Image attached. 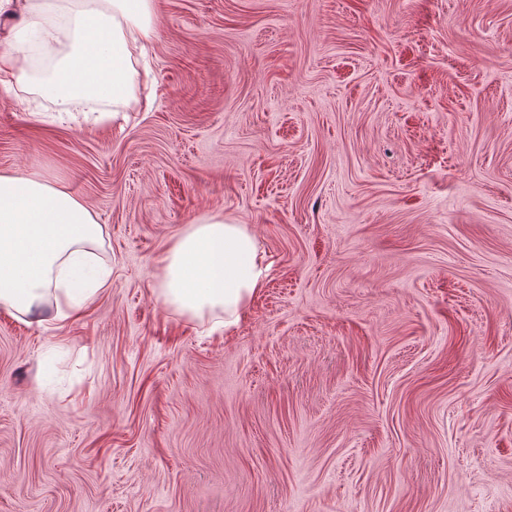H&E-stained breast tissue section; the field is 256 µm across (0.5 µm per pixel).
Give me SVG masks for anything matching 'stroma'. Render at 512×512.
Wrapping results in <instances>:
<instances>
[{
	"label": "stroma",
	"instance_id": "obj_1",
	"mask_svg": "<svg viewBox=\"0 0 512 512\" xmlns=\"http://www.w3.org/2000/svg\"><path fill=\"white\" fill-rule=\"evenodd\" d=\"M155 105L0 89V173L105 231L82 315L0 310V512H512V0H155ZM270 279L167 309L197 217ZM271 263L243 224L205 214L160 260L159 298L180 315L209 316L211 331L236 326L269 280Z\"/></svg>",
	"mask_w": 512,
	"mask_h": 512
}]
</instances>
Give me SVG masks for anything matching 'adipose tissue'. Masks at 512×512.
<instances>
[{
  "mask_svg": "<svg viewBox=\"0 0 512 512\" xmlns=\"http://www.w3.org/2000/svg\"><path fill=\"white\" fill-rule=\"evenodd\" d=\"M0 14L16 20L0 31V86L84 108L94 122L152 108L138 63L155 39L153 0H0ZM103 240V226L69 191L38 176L0 173V309L40 324L73 317L109 286L94 255ZM270 268L246 225L206 214L161 258L159 297L180 315L227 330L265 287Z\"/></svg>",
  "mask_w": 512,
  "mask_h": 512,
  "instance_id": "ef3b65f1",
  "label": "adipose tissue"
}]
</instances>
